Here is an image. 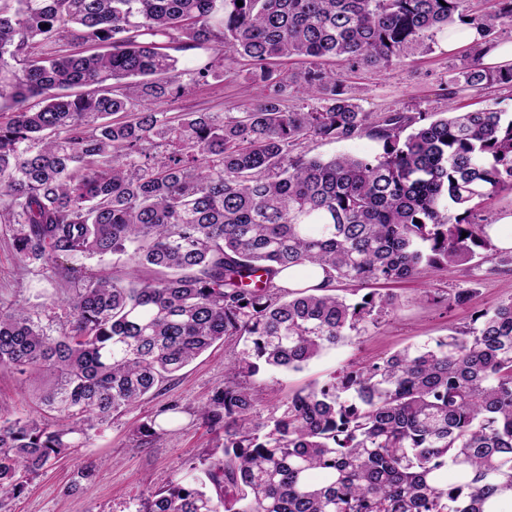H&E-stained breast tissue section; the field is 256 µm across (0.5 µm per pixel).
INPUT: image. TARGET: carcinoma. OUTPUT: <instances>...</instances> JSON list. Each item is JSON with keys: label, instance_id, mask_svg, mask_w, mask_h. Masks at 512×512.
Masks as SVG:
<instances>
[{"label": "carcinoma", "instance_id": "carcinoma-1", "mask_svg": "<svg viewBox=\"0 0 512 512\" xmlns=\"http://www.w3.org/2000/svg\"><path fill=\"white\" fill-rule=\"evenodd\" d=\"M0 0V215L27 266L74 284L53 332L0 299V369L45 373L52 419L0 413V512L218 341L243 344L199 414L221 443L135 512H502L512 502V298L462 329L351 364L255 419L260 370L300 371L395 312L337 284L391 283L512 251L473 220L512 192V114L459 112L460 91L512 87L475 56L448 78V116L364 112L346 70L387 69L460 24L491 42L512 0ZM69 46L66 53L56 45ZM212 60L179 68L171 45ZM298 58L288 76L272 67ZM246 61L264 93L242 112H179L184 76ZM311 101L290 109L288 88ZM367 134L373 155L311 157L307 140ZM166 153L158 155L156 149ZM467 236H462V233ZM122 277L76 262L127 254ZM155 276L143 279L139 267ZM322 270L325 287L275 283ZM473 288L448 293L467 304Z\"/></svg>", "mask_w": 512, "mask_h": 512}]
</instances>
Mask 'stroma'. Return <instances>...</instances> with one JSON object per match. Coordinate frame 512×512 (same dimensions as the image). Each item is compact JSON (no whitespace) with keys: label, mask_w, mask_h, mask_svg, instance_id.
<instances>
[{"label":"stroma","mask_w":512,"mask_h":512,"mask_svg":"<svg viewBox=\"0 0 512 512\" xmlns=\"http://www.w3.org/2000/svg\"><path fill=\"white\" fill-rule=\"evenodd\" d=\"M467 54L464 48L449 49L439 35L427 54L412 56L386 70L360 69L348 74V91L366 112H443L453 102L464 111L495 108L512 113V88L508 86L494 85L478 93L464 91L454 101H447L448 77L463 66ZM261 92V87L248 82L245 67L237 65L207 83L189 85L164 109L172 114H221L235 111ZM459 287L473 289L472 300L468 305L449 308L448 292ZM68 288L67 281L24 265L0 222V298L38 308L51 298L64 296ZM378 290L398 297L401 307L396 316L326 352L302 371L262 372L250 378L260 397L259 418H267L294 392L328 380L351 363L375 361L466 326L475 312L512 298V272L489 274L482 269L452 267L434 275L422 273L405 282L382 284ZM238 350L231 342L214 345L179 372L165 390L113 415L88 447L33 478L15 501L14 512H132L136 502L182 476L189 464H201L218 438L196 409L223 384L224 365ZM40 385L37 378L26 381L19 375L0 372V409L37 413ZM174 402L180 404L181 413L172 417L162 414V407ZM153 418L160 420L164 435L148 443L141 441L137 427ZM91 463L101 466L97 479L72 488L77 470Z\"/></svg>","instance_id":"stroma-1"}]
</instances>
